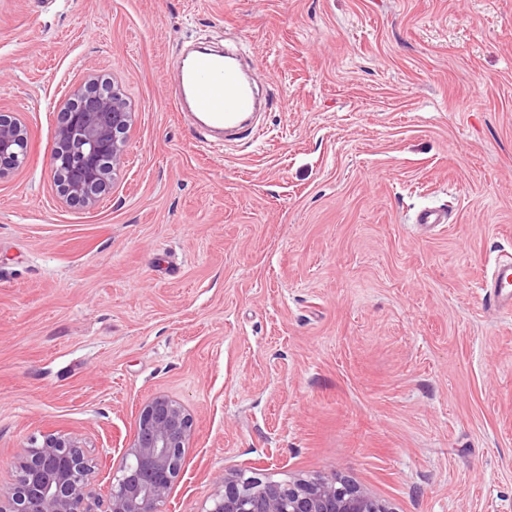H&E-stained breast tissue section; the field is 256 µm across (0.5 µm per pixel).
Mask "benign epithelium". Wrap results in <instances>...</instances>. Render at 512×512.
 I'll return each mask as SVG.
<instances>
[{
	"instance_id": "benign-epithelium-1",
	"label": "benign epithelium",
	"mask_w": 512,
	"mask_h": 512,
	"mask_svg": "<svg viewBox=\"0 0 512 512\" xmlns=\"http://www.w3.org/2000/svg\"><path fill=\"white\" fill-rule=\"evenodd\" d=\"M134 112L122 89L97 78L75 88L59 112L51 161L66 202L94 207L110 193L127 163ZM28 139L21 122L0 114V178L25 162ZM192 419L165 396L141 410L136 432L112 474L105 512H166L183 470ZM99 463L75 434L51 431L16 457V478L0 488V512H92L91 481ZM205 512H392L349 480L315 477L277 482L259 469H228Z\"/></svg>"
}]
</instances>
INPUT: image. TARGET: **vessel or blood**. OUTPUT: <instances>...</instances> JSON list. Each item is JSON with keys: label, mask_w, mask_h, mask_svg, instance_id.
Instances as JSON below:
<instances>
[{"label": "vessel or blood", "mask_w": 512, "mask_h": 512, "mask_svg": "<svg viewBox=\"0 0 512 512\" xmlns=\"http://www.w3.org/2000/svg\"><path fill=\"white\" fill-rule=\"evenodd\" d=\"M181 86L176 92L180 103L202 114L200 134L224 129L238 132L256 107L255 86L243 79L224 52H202L194 55L189 68L180 69ZM489 305L512 310V261L497 262L491 285L485 294Z\"/></svg>", "instance_id": "b4317fda"}]
</instances>
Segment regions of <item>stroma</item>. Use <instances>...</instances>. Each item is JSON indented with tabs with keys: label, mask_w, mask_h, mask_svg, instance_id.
<instances>
[{
	"label": "stroma",
	"mask_w": 512,
	"mask_h": 512,
	"mask_svg": "<svg viewBox=\"0 0 512 512\" xmlns=\"http://www.w3.org/2000/svg\"><path fill=\"white\" fill-rule=\"evenodd\" d=\"M267 74L263 135L202 151L193 43ZM135 112L92 208L51 164L89 75ZM0 483L34 438L119 452L153 397L193 419L167 512L226 468L351 479L394 512H512V0H0ZM446 209L425 235L414 217ZM28 139L19 120L0 114V178L19 169L25 162ZM481 288H491L486 291L487 303L495 308L512 310V261L503 260L495 264L492 272L491 285H483Z\"/></svg>",
	"instance_id": "1"
}]
</instances>
